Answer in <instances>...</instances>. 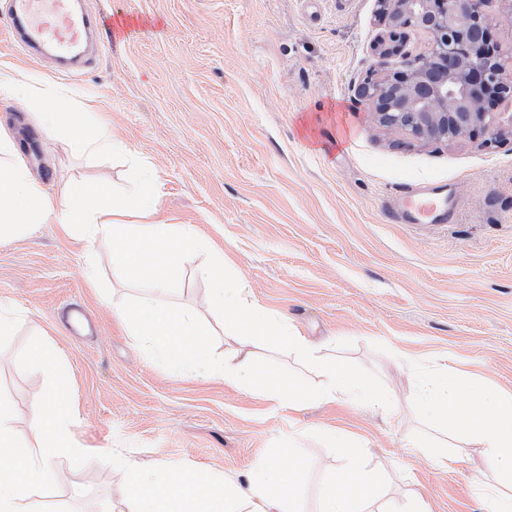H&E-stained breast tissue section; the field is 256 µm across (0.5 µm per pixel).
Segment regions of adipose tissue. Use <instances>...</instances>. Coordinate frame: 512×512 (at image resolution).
Masks as SVG:
<instances>
[{"instance_id": "1", "label": "adipose tissue", "mask_w": 512, "mask_h": 512, "mask_svg": "<svg viewBox=\"0 0 512 512\" xmlns=\"http://www.w3.org/2000/svg\"><path fill=\"white\" fill-rule=\"evenodd\" d=\"M0 95L32 101L33 122L57 132L73 153L99 156L123 150L94 113L51 83L0 78ZM3 154L10 163L0 165V243L43 224L81 232L90 241L110 242L113 263L126 276L150 286L135 303L113 304L112 312L129 320L147 357L174 376L221 380L291 409L332 401L383 405L377 386L357 380L343 365L317 357L289 324L227 278L223 251L208 247L192 227L161 216V183L149 165H138L136 187L129 193L113 192L104 183L92 190L72 183L62 194L50 195L30 175L10 137L0 131ZM199 252L207 255L199 268L209 284L207 304L224 316L225 336L239 345L233 365L213 358L208 329L194 314L176 312L164 300L187 256ZM254 336L288 346L321 373L323 383L303 387L259 368L248 349ZM30 357L46 381L33 392L27 429L15 427L11 406L0 400V512H28L33 492L51 495L52 464L58 458L87 464L110 460L109 454L79 447L73 438L70 377L59 349L38 342ZM406 404L418 409L438 434L424 445L428 464L455 469L468 461V447L479 448L475 483L482 512H512V393L443 367L423 376ZM322 436L341 463L317 488L319 512H375L386 496V477L383 468L370 466V449L349 433L326 430ZM301 467L302 456L295 449L288 462L258 463L242 486L165 460L149 471L124 466L123 478L132 512H294V482Z\"/></svg>"}]
</instances>
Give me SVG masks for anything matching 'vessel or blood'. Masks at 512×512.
Returning a JSON list of instances; mask_svg holds the SVG:
<instances>
[{
	"label": "vessel or blood",
	"instance_id": "vessel-or-blood-1",
	"mask_svg": "<svg viewBox=\"0 0 512 512\" xmlns=\"http://www.w3.org/2000/svg\"><path fill=\"white\" fill-rule=\"evenodd\" d=\"M9 36L31 55L49 53L59 60L71 58L87 41L97 20L80 11L75 0H10ZM401 208L412 224L441 218L436 188L406 184Z\"/></svg>",
	"mask_w": 512,
	"mask_h": 512
}]
</instances>
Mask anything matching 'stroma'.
I'll return each instance as SVG.
<instances>
[{"label":"stroma","mask_w":512,"mask_h":512,"mask_svg":"<svg viewBox=\"0 0 512 512\" xmlns=\"http://www.w3.org/2000/svg\"><path fill=\"white\" fill-rule=\"evenodd\" d=\"M100 17L97 48L79 73L28 60L6 32L0 72L49 81L100 107L121 155L84 158L29 120L32 106L0 97V127L20 146L40 187L107 177L129 189L131 159L162 182L161 214L224 251L225 270L251 298L388 396L389 411L329 402L289 410L220 381L178 380L151 363L103 297L132 303L146 284L123 277L112 248L56 224L0 245V306L16 310L0 338V398L26 427L41 381L28 356L52 341L69 366L73 435L80 447L119 450L140 467L170 460L245 481L297 439L304 468L297 512H316V489L336 467L318 433L336 429L373 448L387 470L389 506L418 494L431 512H480L478 451L460 469L426 461L424 425L405 398L413 372L456 367L512 391V136L421 144L380 127L354 90L369 70L396 68L374 45L385 25L376 0H83ZM447 189L456 218L406 224L389 198L398 185ZM191 255L167 301L213 324L208 345L232 357L224 320L206 303ZM259 366L314 384L287 347L251 340ZM54 493L34 512H129L118 468L67 458Z\"/></svg>","instance_id":"stroma-1"}]
</instances>
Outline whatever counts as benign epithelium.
Here are the masks:
<instances>
[{
    "instance_id": "benign-epithelium-1",
    "label": "benign epithelium",
    "mask_w": 512,
    "mask_h": 512,
    "mask_svg": "<svg viewBox=\"0 0 512 512\" xmlns=\"http://www.w3.org/2000/svg\"><path fill=\"white\" fill-rule=\"evenodd\" d=\"M491 5L492 0H378L379 18L393 28L375 51L381 58H401V69L387 76L371 70L356 95L369 100L383 122L392 116L385 86L405 88L403 105L411 111L402 113L397 127L415 141H448L477 132L497 140L501 113L491 103L512 100V83L484 65L496 54ZM410 32L430 37L416 54L406 49Z\"/></svg>"
}]
</instances>
